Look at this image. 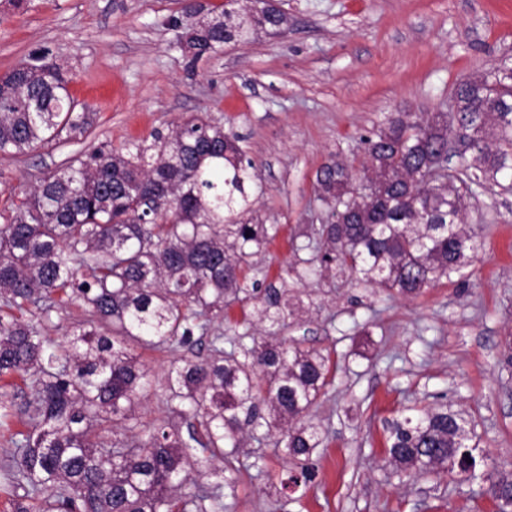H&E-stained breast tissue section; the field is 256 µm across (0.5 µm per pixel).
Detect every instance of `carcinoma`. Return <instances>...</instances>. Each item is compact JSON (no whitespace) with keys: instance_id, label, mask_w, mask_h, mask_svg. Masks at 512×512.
Listing matches in <instances>:
<instances>
[{"instance_id":"cac0c4a2","label":"carcinoma","mask_w":512,"mask_h":512,"mask_svg":"<svg viewBox=\"0 0 512 512\" xmlns=\"http://www.w3.org/2000/svg\"><path fill=\"white\" fill-rule=\"evenodd\" d=\"M254 2L212 10L210 27L185 30L190 69L226 44L283 28V12ZM67 83L45 52L0 76L1 155L88 136L95 113ZM452 102L454 111L427 119L389 114L363 138L359 165L330 159L317 169L318 199L345 223L311 225L301 246L309 271L415 298L469 264L481 241L468 200L512 181V57L456 85ZM241 141L195 116L68 157L0 211V306L23 310L56 295L85 315L56 349L35 322L0 313V379L35 375L33 415L13 441L17 469L6 482L27 487L17 512H224L233 482L219 476L191 491V471L243 453L280 422L286 454L301 462L288 481L314 480L309 461L324 438L308 416L338 364L278 339L294 324L296 297L284 277L250 275L278 226L254 217L258 174ZM234 302L251 307L259 335L213 336L205 356L192 354L195 332ZM136 348L186 350L165 373L160 424L139 413L155 377ZM383 429L386 458L401 471L450 458L477 470L490 460L443 403L400 412ZM487 479L499 512H512V472Z\"/></svg>"}]
</instances>
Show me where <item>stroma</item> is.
Here are the masks:
<instances>
[{"instance_id": "1", "label": "stroma", "mask_w": 512, "mask_h": 512, "mask_svg": "<svg viewBox=\"0 0 512 512\" xmlns=\"http://www.w3.org/2000/svg\"><path fill=\"white\" fill-rule=\"evenodd\" d=\"M277 3L288 16L282 33L227 45L191 73L171 24L181 0H0V74L48 50L71 96L96 114L82 143L0 155V209L71 153L118 148L202 113L242 135L257 164L255 208L279 232L256 274L274 281L311 256L291 241L327 216L315 188L323 163L363 156L362 137L390 113L449 111L457 83L512 55V0ZM469 221L482 240L477 255L414 299L302 275L300 325L284 336L340 365L315 411L326 440L307 490L283 488L296 464L275 430L231 463L213 461L197 487L215 469L235 479L226 512H498L488 480L399 472L383 453L384 419L442 402L512 471V190L478 191ZM23 317L60 344L83 312L50 302ZM1 394L12 406L0 415V481L15 464L10 434L27 421L33 390L16 375L0 380Z\"/></svg>"}]
</instances>
